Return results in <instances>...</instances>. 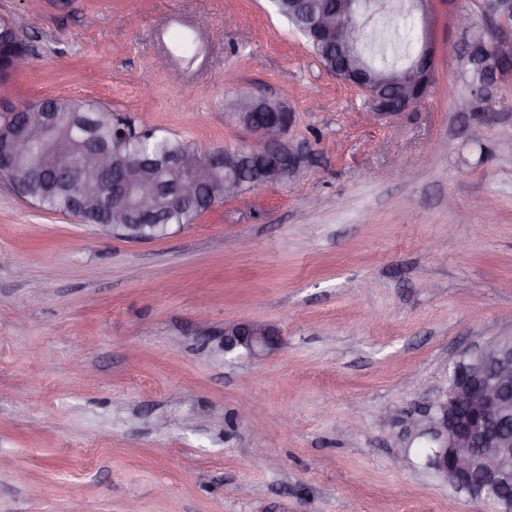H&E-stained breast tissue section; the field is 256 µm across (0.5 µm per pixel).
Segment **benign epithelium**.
<instances>
[{"label": "benign epithelium", "instance_id": "obj_1", "mask_svg": "<svg viewBox=\"0 0 512 512\" xmlns=\"http://www.w3.org/2000/svg\"><path fill=\"white\" fill-rule=\"evenodd\" d=\"M352 0H336L331 10L311 14L314 27L336 46L346 83L365 93L384 85L390 88L387 97L374 104L385 115H397L420 103L434 82V48L423 43L413 64L396 79L377 78L354 57L355 38L341 23V17L351 9ZM461 38L448 45V53L468 59L485 72L484 80L469 87V96L458 102L468 114L470 137L480 138L484 127L492 123L499 112L493 89L512 70L503 63L512 59V17L508 12L493 13L478 24L465 17L456 18ZM280 122L260 124L248 118L243 125L256 137L254 147L237 152L218 150L202 163L187 155L177 162L178 176L172 182L147 183L142 169L128 166L120 181H112V157L88 139L76 146L87 160L79 162L62 148L53 158V170L73 183L98 185L118 196L135 197L137 217L149 220L159 198L171 203L193 199L204 184H210L219 173L224 174V194L232 192L238 182L236 172L241 162L253 157L267 163L257 169L259 185L294 181L312 166V153L285 139L293 124V113L282 103H276ZM14 118L10 125L0 127V177L7 180L13 191L15 161L24 156L34 139L57 141L56 125L47 112L20 114L9 109ZM274 334L260 322H231L224 325L221 349L231 353L243 348L257 354L274 348ZM405 431L423 438L431 450L429 464L450 486L492 503L496 512H512V334L494 336L464 353L448 372L445 388L404 423Z\"/></svg>", "mask_w": 512, "mask_h": 512}]
</instances>
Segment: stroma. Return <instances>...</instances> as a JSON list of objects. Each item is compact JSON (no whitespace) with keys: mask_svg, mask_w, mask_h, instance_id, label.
I'll return each mask as SVG.
<instances>
[{"mask_svg":"<svg viewBox=\"0 0 512 512\" xmlns=\"http://www.w3.org/2000/svg\"><path fill=\"white\" fill-rule=\"evenodd\" d=\"M475 8L400 21L435 81L369 120L271 0H0L30 49L0 102H91L204 153L255 145L224 108L243 92L284 100L314 153L153 241L0 181V512H494L402 427L512 332V116L473 141L447 93ZM234 321L276 348L223 353Z\"/></svg>","mask_w":512,"mask_h":512,"instance_id":"35a3bbf8","label":"stroma"}]
</instances>
